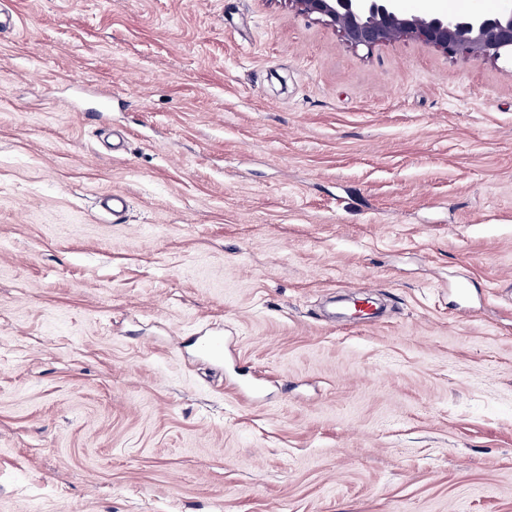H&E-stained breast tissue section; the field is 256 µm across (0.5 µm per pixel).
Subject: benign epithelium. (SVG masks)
Instances as JSON below:
<instances>
[{
	"instance_id": "1",
	"label": "benign epithelium",
	"mask_w": 512,
	"mask_h": 512,
	"mask_svg": "<svg viewBox=\"0 0 512 512\" xmlns=\"http://www.w3.org/2000/svg\"><path fill=\"white\" fill-rule=\"evenodd\" d=\"M296 12L337 29L354 49L414 41L451 58L512 60V4L490 13L410 12L403 0H288Z\"/></svg>"
}]
</instances>
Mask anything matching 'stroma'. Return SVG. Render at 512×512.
<instances>
[{"label":"stroma","instance_id":"35a3bbf8","mask_svg":"<svg viewBox=\"0 0 512 512\" xmlns=\"http://www.w3.org/2000/svg\"><path fill=\"white\" fill-rule=\"evenodd\" d=\"M11 4L0 512H512V63Z\"/></svg>","mask_w":512,"mask_h":512}]
</instances>
